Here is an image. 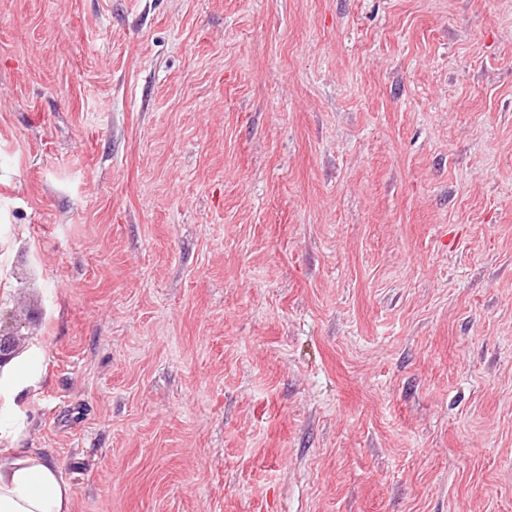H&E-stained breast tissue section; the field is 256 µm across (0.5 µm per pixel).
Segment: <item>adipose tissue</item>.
Here are the masks:
<instances>
[{
	"instance_id": "obj_1",
	"label": "adipose tissue",
	"mask_w": 512,
	"mask_h": 512,
	"mask_svg": "<svg viewBox=\"0 0 512 512\" xmlns=\"http://www.w3.org/2000/svg\"><path fill=\"white\" fill-rule=\"evenodd\" d=\"M57 466L32 448H0V512H71Z\"/></svg>"
}]
</instances>
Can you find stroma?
Returning a JSON list of instances; mask_svg holds the SVG:
<instances>
[{
	"label": "stroma",
	"instance_id": "35a3bbf8",
	"mask_svg": "<svg viewBox=\"0 0 512 512\" xmlns=\"http://www.w3.org/2000/svg\"><path fill=\"white\" fill-rule=\"evenodd\" d=\"M0 327L72 512H512V0H0Z\"/></svg>",
	"mask_w": 512,
	"mask_h": 512
}]
</instances>
